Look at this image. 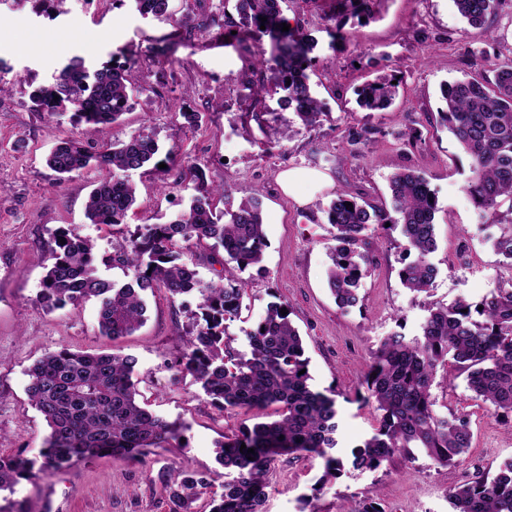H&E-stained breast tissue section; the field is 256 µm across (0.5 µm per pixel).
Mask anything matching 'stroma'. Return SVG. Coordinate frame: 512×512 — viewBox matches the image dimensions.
Listing matches in <instances>:
<instances>
[{"label": "stroma", "mask_w": 512, "mask_h": 512, "mask_svg": "<svg viewBox=\"0 0 512 512\" xmlns=\"http://www.w3.org/2000/svg\"><path fill=\"white\" fill-rule=\"evenodd\" d=\"M292 29L313 41L310 84L321 104L320 124L298 126L279 144L269 143L253 115L278 112L293 121L273 74L254 65L255 43L236 35V0H171L174 19L191 18L197 29L181 35L172 22L143 17L132 0H65L60 12H36L31 0H0V456L39 457L49 428L31 405L27 369L48 352L120 349L138 361L140 401L155 414L186 424L185 441L158 449L147 462L100 455L30 479L20 480L15 499L27 512H169L158 480L167 467H188L204 475L211 493L222 490L224 469L214 449L224 437L250 426L254 417L219 411L179 362L181 330L194 297L178 300L158 290L147 295V320L119 341L101 336L98 305L46 310L38 302L49 265L51 229L64 226L92 239L101 278L120 280L108 259L125 237L85 217L97 172L57 181L45 158L59 139L76 135L67 112L33 111L32 86L50 82L74 55L96 67L135 60L136 106L112 127L109 137L152 136L176 160L163 172L132 170L137 189L129 229L163 224L183 211L194 195L195 175L226 188L233 201L256 195L262 201L267 242L263 273H239L244 290L242 317L228 333L245 345V330L270 303L287 304L309 359L310 385L337 392L339 452L349 458L377 425L372 407L356 398L372 353L389 334L421 335L430 308L464 299L478 302L498 284L512 280L507 266L480 231L481 217L463 185L469 159L440 123L445 85L477 75L483 60H512V0H504L493 22L494 39L476 34L452 0H374L363 19L338 0H283ZM343 24L345 40L331 36ZM382 74L401 80L400 94L382 112L359 107L356 90ZM268 87L256 99L257 86ZM199 112L201 127H188L183 113ZM377 130L362 156L349 154L352 129ZM428 178L438 199L437 249L430 260L438 273L432 287L413 293L400 284L405 255L392 236L373 252L370 275L356 306L337 304L326 282L333 228L325 209L345 189L370 200L390 198L389 179L404 167ZM314 170L329 183L308 204L284 195L276 178L286 169ZM438 411L467 417L471 445L461 462L443 467L425 455L396 468L345 469L325 488L317 482L321 460L281 459L272 466L266 512H301L315 499L319 512H340L348 504L376 501L383 512H449L448 491L512 458V421L466 388L464 379L436 378Z\"/></svg>", "instance_id": "1"}]
</instances>
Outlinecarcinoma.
Masks as SVG:
<instances>
[{
	"instance_id": "cac0c4a2",
	"label": "carcinoma",
	"mask_w": 512,
	"mask_h": 512,
	"mask_svg": "<svg viewBox=\"0 0 512 512\" xmlns=\"http://www.w3.org/2000/svg\"><path fill=\"white\" fill-rule=\"evenodd\" d=\"M170 0H134L144 17L170 20ZM281 0H237L241 40L255 33L270 40L276 87L282 102L305 126L320 121L319 102L312 94L307 69V37L282 30ZM457 13L484 36L501 0H453ZM267 21H261V18ZM265 29H260V26ZM396 77L383 74L357 89L361 107L380 112L396 98ZM133 64H103L89 71L73 57L53 82L30 93L37 112H69L82 127L74 137L59 141L46 159L62 180L73 173L97 169L109 177L95 185L86 204V218L116 231L127 224L137 201L136 187L122 173L169 164L174 153L158 159L159 146L148 135L108 142L111 127L132 106ZM441 122L471 160L465 191L480 210L482 226L493 230L488 240L512 264V65H489L488 73L447 85ZM265 134L274 142L291 136L274 112H257ZM377 130L363 126L349 134L353 156H362ZM391 202H371L345 190L336 192L326 209L335 229L328 285L336 302H359L361 280L371 272L373 232L388 228L400 233L398 247L414 259L400 271L401 285L413 293L427 291L437 275L429 261L436 248L435 213L438 200L425 175L411 167L390 181ZM224 201L216 211L215 200ZM352 203V208L345 203ZM507 209H502V206ZM65 243H60V240ZM207 246L224 254L225 283H204L192 246ZM51 264L41 281L40 300L49 310L94 298L99 303L101 334L117 340L145 322L144 294L156 288L170 298L197 295V310L183 327L186 351L182 371L200 384L212 405L223 410L260 415L277 407V419L244 426L224 437L215 448L224 467L223 491L211 496L210 512H265L268 473L282 456L306 453L323 461L318 484L341 475L343 459L336 455V399L313 390L303 339L283 303H272L263 321L247 336V348L235 345L227 323L240 318L243 291L235 272L262 269L264 216L259 197L234 203L226 190L199 180L189 207L164 224H146L128 238L126 247L109 262L127 271L124 283L102 279L92 240L59 226L47 241ZM138 361L118 352H85L63 348L45 354L27 370V393L44 417L50 434L42 462L0 457V493H14L23 477L57 470L79 459L110 453L136 457L150 448L179 443L186 425L164 420L139 401ZM465 376L468 390L493 407L497 416L512 417V282L501 285L473 304L464 299L430 309L420 337L386 336L374 351L362 386L365 402L375 403L377 426L363 445L352 451L355 469L394 467L415 459L420 451L444 467L455 466L469 448L468 423L436 409L431 389L438 371ZM254 449L247 454L241 445ZM170 512H190L189 504L207 493L202 475L183 469L158 473ZM453 512H512V459L497 471L460 484L449 495Z\"/></svg>"
}]
</instances>
